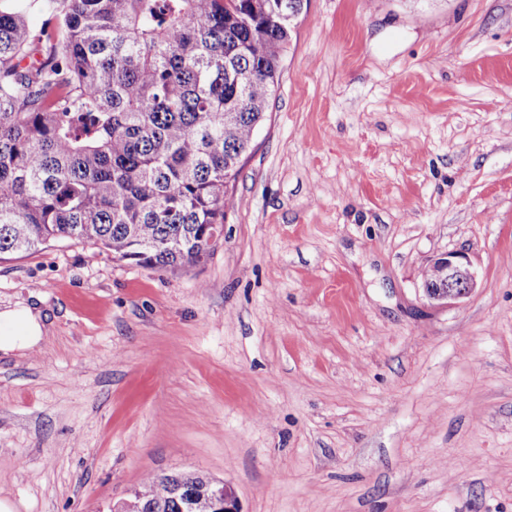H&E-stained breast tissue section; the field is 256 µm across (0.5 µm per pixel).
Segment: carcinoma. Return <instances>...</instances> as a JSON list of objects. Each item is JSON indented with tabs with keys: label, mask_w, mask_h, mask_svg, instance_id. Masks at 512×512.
<instances>
[{
	"label": "carcinoma",
	"mask_w": 512,
	"mask_h": 512,
	"mask_svg": "<svg viewBox=\"0 0 512 512\" xmlns=\"http://www.w3.org/2000/svg\"><path fill=\"white\" fill-rule=\"evenodd\" d=\"M306 0H0V255L62 240L194 266L266 119ZM54 24L32 30L23 11ZM236 114L235 120L226 113ZM159 249L133 257L132 239ZM209 512L211 479L150 476L140 512Z\"/></svg>",
	"instance_id": "cac0c4a2"
}]
</instances>
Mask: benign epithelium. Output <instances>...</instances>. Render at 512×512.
<instances>
[{"label": "benign epithelium", "instance_id": "1", "mask_svg": "<svg viewBox=\"0 0 512 512\" xmlns=\"http://www.w3.org/2000/svg\"><path fill=\"white\" fill-rule=\"evenodd\" d=\"M434 278L422 279L426 299L450 304L470 294L477 285V273L468 258L448 252L429 266ZM210 512H241L234 492L222 483L210 485L206 492Z\"/></svg>", "mask_w": 512, "mask_h": 512}]
</instances>
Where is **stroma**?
<instances>
[{
    "label": "stroma",
    "instance_id": "1",
    "mask_svg": "<svg viewBox=\"0 0 512 512\" xmlns=\"http://www.w3.org/2000/svg\"><path fill=\"white\" fill-rule=\"evenodd\" d=\"M202 263L0 256V502L120 512L198 471L241 512H512V0H308ZM478 274L450 305L425 268ZM433 279L424 277L422 289L426 299L450 304L470 294L477 285V273L468 258L448 252L436 258L428 268ZM45 323L35 307L16 305L0 310V351L32 350L44 335Z\"/></svg>",
    "mask_w": 512,
    "mask_h": 512
}]
</instances>
